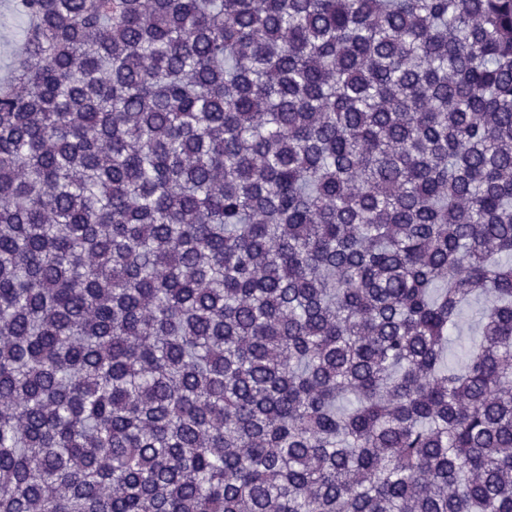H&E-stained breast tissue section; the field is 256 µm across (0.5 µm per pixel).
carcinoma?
Listing matches in <instances>:
<instances>
[{
    "instance_id": "cac0c4a2",
    "label": "carcinoma",
    "mask_w": 512,
    "mask_h": 512,
    "mask_svg": "<svg viewBox=\"0 0 512 512\" xmlns=\"http://www.w3.org/2000/svg\"><path fill=\"white\" fill-rule=\"evenodd\" d=\"M12 7L0 512H512V0Z\"/></svg>"
}]
</instances>
